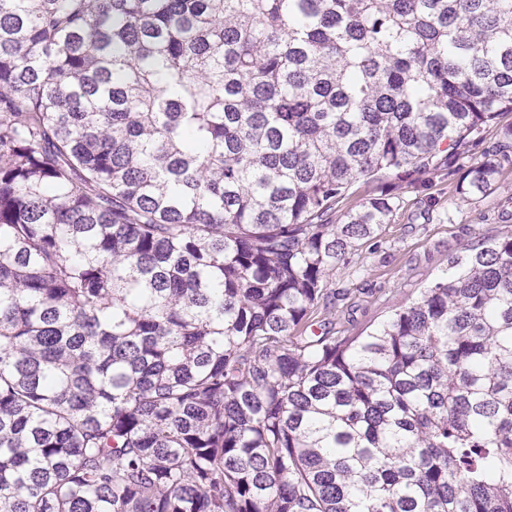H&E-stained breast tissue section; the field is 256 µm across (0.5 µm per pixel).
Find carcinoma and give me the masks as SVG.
Masks as SVG:
<instances>
[{
	"label": "carcinoma",
	"instance_id": "obj_1",
	"mask_svg": "<svg viewBox=\"0 0 512 512\" xmlns=\"http://www.w3.org/2000/svg\"><path fill=\"white\" fill-rule=\"evenodd\" d=\"M503 110L512 0H0V512H512V232L298 334ZM388 184V180L385 177L355 182L350 187L345 197L336 203L337 214L358 209L366 198L380 194Z\"/></svg>",
	"mask_w": 512,
	"mask_h": 512
}]
</instances>
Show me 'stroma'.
I'll return each mask as SVG.
<instances>
[{
	"label": "stroma",
	"instance_id": "obj_1",
	"mask_svg": "<svg viewBox=\"0 0 512 512\" xmlns=\"http://www.w3.org/2000/svg\"><path fill=\"white\" fill-rule=\"evenodd\" d=\"M490 194L453 201L455 175L432 171L402 182L399 204L378 243L339 267L332 286L348 290L333 317L350 334L372 330L448 268L482 232L512 230V147Z\"/></svg>",
	"mask_w": 512,
	"mask_h": 512
}]
</instances>
